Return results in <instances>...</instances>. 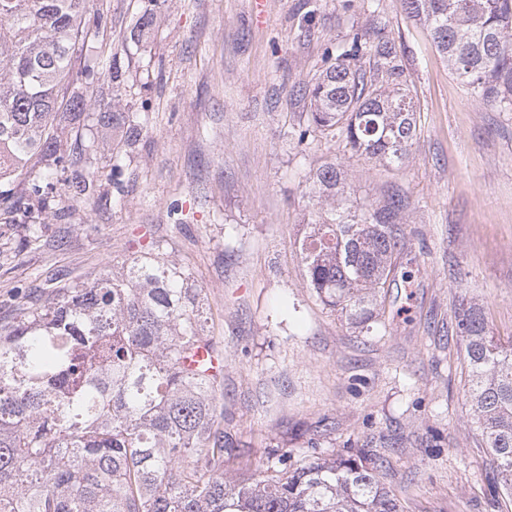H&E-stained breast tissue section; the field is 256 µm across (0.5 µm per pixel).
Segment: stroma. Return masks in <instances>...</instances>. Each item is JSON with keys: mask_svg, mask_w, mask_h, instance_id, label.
I'll list each match as a JSON object with an SVG mask.
<instances>
[{"mask_svg": "<svg viewBox=\"0 0 512 512\" xmlns=\"http://www.w3.org/2000/svg\"><path fill=\"white\" fill-rule=\"evenodd\" d=\"M108 28L76 54L92 89L111 94L114 48L130 66L119 90L148 107L134 144L83 153L59 174L58 221L17 250L0 224V325L33 296L121 269L150 244L188 266L204 330L224 351L221 427L232 473L272 450L295 468L367 448L401 512H512L486 439L465 404L455 312L478 303L512 342V112L482 104L448 70L429 28L401 0H90ZM151 10L156 27L129 32ZM394 44L416 112L404 165L386 167L323 135L301 144L310 91L354 36ZM123 189L110 181L113 160ZM333 163L354 201L405 196L397 277L358 329L309 287L299 241L319 219L308 178ZM95 173L93 222L68 182ZM410 280H402V273Z\"/></svg>", "mask_w": 512, "mask_h": 512, "instance_id": "obj_1", "label": "stroma"}]
</instances>
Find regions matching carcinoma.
I'll return each instance as SVG.
<instances>
[{"mask_svg":"<svg viewBox=\"0 0 512 512\" xmlns=\"http://www.w3.org/2000/svg\"><path fill=\"white\" fill-rule=\"evenodd\" d=\"M87 3L0 0V215L31 221L24 249L38 239L35 225L57 218L55 180L78 161L61 148L59 133L105 110L131 143L149 119L131 116L117 95L103 102L82 87L87 70L72 71L76 52L107 26L100 15L87 19ZM402 4L431 27L449 70L480 102L512 107V0ZM154 23L144 11L131 38L142 39ZM365 49L390 86L351 66ZM402 76L391 42L365 47L353 39L312 89L298 142L329 132L355 154L403 165L416 126ZM33 161L41 172L22 198L12 185ZM310 181L321 216L300 244L309 287L363 326L404 247L405 198L393 193L352 209L334 163ZM72 188L87 202L100 194L93 174ZM200 298L187 270L152 252L52 292L0 326V512H399L364 450L297 468L274 453L258 474L224 476L233 452L215 429L224 371L182 364L201 347L224 359L202 328ZM457 328L472 419L512 495V343L489 335L476 303H460Z\"/></svg>","mask_w":512,"mask_h":512,"instance_id":"carcinoma-1","label":"carcinoma"}]
</instances>
